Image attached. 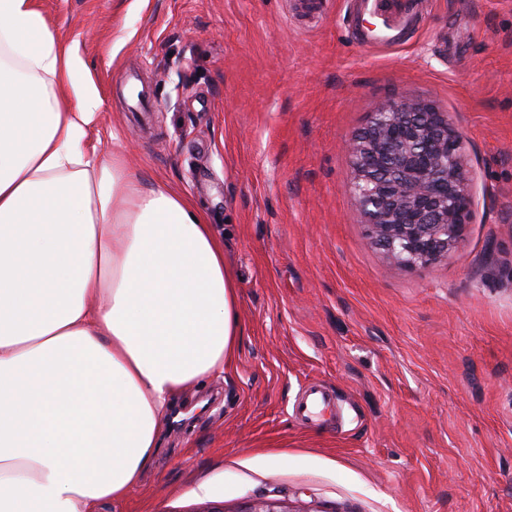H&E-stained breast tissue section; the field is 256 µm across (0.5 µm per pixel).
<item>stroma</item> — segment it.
Returning <instances> with one entry per match:
<instances>
[{
	"instance_id": "1",
	"label": "stroma",
	"mask_w": 512,
	"mask_h": 512,
	"mask_svg": "<svg viewBox=\"0 0 512 512\" xmlns=\"http://www.w3.org/2000/svg\"><path fill=\"white\" fill-rule=\"evenodd\" d=\"M103 99V152L191 195L243 327L188 386L140 482L103 512H512V0H425L399 46L342 0H38ZM387 96L463 140L458 247L422 268L368 236L345 144ZM342 415L303 425L309 384Z\"/></svg>"
}]
</instances>
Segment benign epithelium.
Here are the masks:
<instances>
[{
  "instance_id": "1",
  "label": "benign epithelium",
  "mask_w": 512,
  "mask_h": 512,
  "mask_svg": "<svg viewBox=\"0 0 512 512\" xmlns=\"http://www.w3.org/2000/svg\"><path fill=\"white\" fill-rule=\"evenodd\" d=\"M352 189L368 235L395 263L427 267L442 261L461 237L472 205L462 143L436 107L384 99L368 126L346 145ZM240 512H293L285 499H253Z\"/></svg>"
}]
</instances>
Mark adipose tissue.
<instances>
[{"mask_svg":"<svg viewBox=\"0 0 512 512\" xmlns=\"http://www.w3.org/2000/svg\"><path fill=\"white\" fill-rule=\"evenodd\" d=\"M35 0H0V512H99L242 333L195 201L93 139L103 107Z\"/></svg>","mask_w":512,"mask_h":512,"instance_id":"adipose-tissue-1","label":"adipose tissue"}]
</instances>
